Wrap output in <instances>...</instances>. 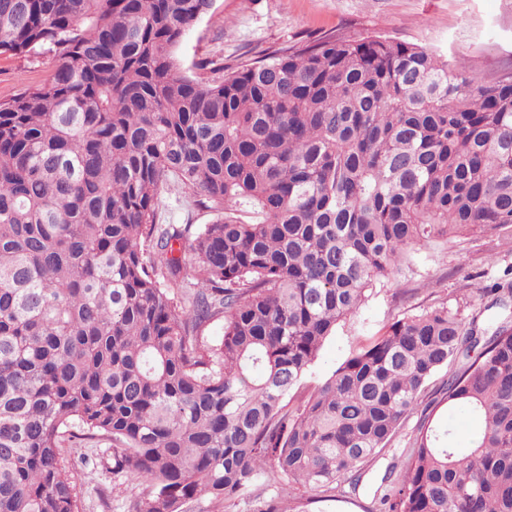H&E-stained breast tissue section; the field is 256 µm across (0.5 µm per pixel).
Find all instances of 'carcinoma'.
Returning a JSON list of instances; mask_svg holds the SVG:
<instances>
[{
	"instance_id": "obj_1",
	"label": "carcinoma",
	"mask_w": 512,
	"mask_h": 512,
	"mask_svg": "<svg viewBox=\"0 0 512 512\" xmlns=\"http://www.w3.org/2000/svg\"><path fill=\"white\" fill-rule=\"evenodd\" d=\"M211 0H0V55L47 47L52 79L0 101V512H80L63 448L107 438L129 512H185L283 476L331 497L429 381L478 420L467 449L425 417L388 512H512V269L390 324L290 406L336 327L416 249L512 228V74L324 33L181 68ZM174 181L215 220L157 223ZM190 264L195 288L184 289ZM221 319L224 336L202 332Z\"/></svg>"
}]
</instances>
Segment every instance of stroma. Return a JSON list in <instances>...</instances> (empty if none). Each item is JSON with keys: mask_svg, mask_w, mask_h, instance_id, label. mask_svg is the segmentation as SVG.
I'll return each instance as SVG.
<instances>
[{"mask_svg": "<svg viewBox=\"0 0 512 512\" xmlns=\"http://www.w3.org/2000/svg\"><path fill=\"white\" fill-rule=\"evenodd\" d=\"M381 33L433 48L467 68L493 78L512 70V0H211L208 12L179 48L185 66L200 82L219 77L224 66L315 37L324 32ZM53 52L0 56V101L51 80ZM215 215L195 206L192 194L170 184L160 196L158 221L201 228ZM512 267V232L465 231L448 242L423 248L396 280L374 289L358 313L341 322L310 369L295 400L307 398L352 353L385 333L395 320L442 303L471 318L475 287L490 284ZM420 419L411 414L382 452L364 468L355 492L315 500L295 490L291 512H383L381 478L401 465ZM81 512H125L140 496L136 480L113 481L105 469L76 467ZM275 486L255 484L248 496L225 502L203 496L188 512H253L275 495Z\"/></svg>", "mask_w": 512, "mask_h": 512, "instance_id": "obj_1", "label": "stroma"}]
</instances>
